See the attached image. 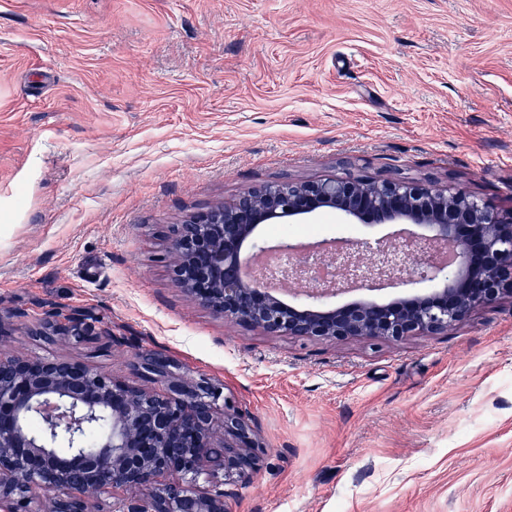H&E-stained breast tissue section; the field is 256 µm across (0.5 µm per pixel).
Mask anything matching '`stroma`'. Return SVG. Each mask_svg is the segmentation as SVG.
Here are the masks:
<instances>
[{"mask_svg":"<svg viewBox=\"0 0 512 512\" xmlns=\"http://www.w3.org/2000/svg\"><path fill=\"white\" fill-rule=\"evenodd\" d=\"M354 175L512 207V0H0V309L109 338L5 351L223 387L263 443L229 512H512V301L448 333L321 342L224 321L170 277L174 225ZM329 238L388 226L312 216ZM32 336H49L55 340L82 341L95 336H112V328L90 309L55 307L36 322Z\"/></svg>","mask_w":512,"mask_h":512,"instance_id":"stroma-1","label":"stroma"}]
</instances>
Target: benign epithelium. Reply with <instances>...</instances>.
I'll list each match as a JSON object with an SVG mask.
<instances>
[{
  "label": "benign epithelium",
  "instance_id": "benign-epithelium-1",
  "mask_svg": "<svg viewBox=\"0 0 512 512\" xmlns=\"http://www.w3.org/2000/svg\"><path fill=\"white\" fill-rule=\"evenodd\" d=\"M327 209L350 224H410L404 239L419 252L396 267L390 256L397 244L354 242L331 285L295 265L277 284L245 276L249 254L302 249L272 243L260 227ZM170 253L172 279L189 297L270 336L325 342L434 336L480 307L512 299V209L407 179L348 175L255 189L179 225ZM362 254L372 256L369 265L359 264ZM290 281L304 286L305 302L277 297ZM421 284L432 288L386 303L323 302L353 288ZM32 335L79 342L110 336L112 328L90 309L55 307L38 318ZM136 358L144 377L169 381L167 393L77 361L0 353V512H92L89 500L117 491L123 493L117 512H228L217 479L245 480L260 469L262 445L250 419L224 401L223 389L174 377L162 355L148 350ZM102 417L110 426L91 443Z\"/></svg>",
  "mask_w": 512,
  "mask_h": 512
}]
</instances>
